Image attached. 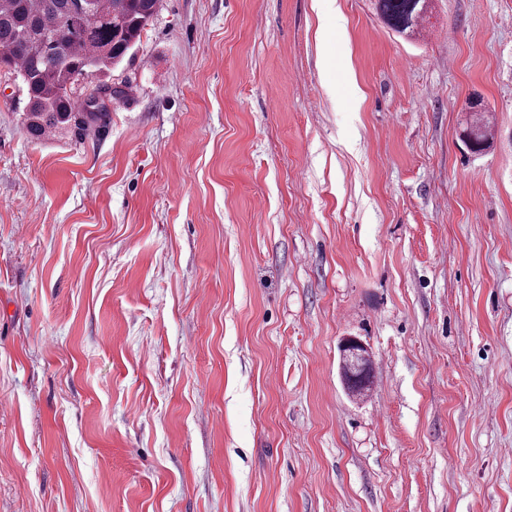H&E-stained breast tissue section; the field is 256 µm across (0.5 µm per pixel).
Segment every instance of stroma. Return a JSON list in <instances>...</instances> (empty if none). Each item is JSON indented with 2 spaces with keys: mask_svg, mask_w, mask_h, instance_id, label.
Here are the masks:
<instances>
[{
  "mask_svg": "<svg viewBox=\"0 0 512 512\" xmlns=\"http://www.w3.org/2000/svg\"><path fill=\"white\" fill-rule=\"evenodd\" d=\"M435 5L162 0L79 140L0 72V512H512V0ZM434 4V0H375V9L390 29L419 39L429 28ZM480 106L470 104L465 110L466 119L462 129V139L472 153L482 152L493 140L490 118L487 111ZM341 368L345 366L349 369L358 368L363 359L367 356V345L358 338L345 337L339 344Z\"/></svg>",
  "mask_w": 512,
  "mask_h": 512,
  "instance_id": "1",
  "label": "stroma"
}]
</instances>
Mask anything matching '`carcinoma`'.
<instances>
[{"instance_id":"carcinoma-1","label":"carcinoma","mask_w":512,"mask_h":512,"mask_svg":"<svg viewBox=\"0 0 512 512\" xmlns=\"http://www.w3.org/2000/svg\"><path fill=\"white\" fill-rule=\"evenodd\" d=\"M161 0H0V67L21 80L23 124L34 140L69 133L86 135L91 123L108 117L104 98L125 91L101 83L85 99L73 92L78 76L104 74L140 42ZM434 0H375V9L393 31L411 39L424 36ZM465 146L482 152L493 140L490 118L469 105L462 129ZM374 370L348 383L356 398L369 396Z\"/></svg>"}]
</instances>
